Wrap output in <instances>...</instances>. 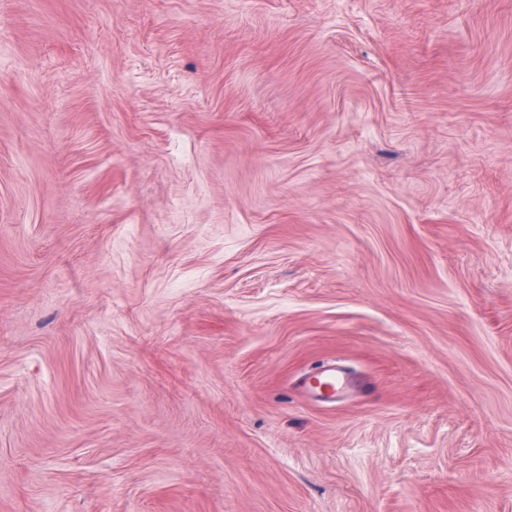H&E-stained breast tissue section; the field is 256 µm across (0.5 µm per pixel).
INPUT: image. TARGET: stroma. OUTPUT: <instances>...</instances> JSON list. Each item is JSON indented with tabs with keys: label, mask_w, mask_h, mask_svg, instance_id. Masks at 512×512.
<instances>
[{
	"label": "stroma",
	"mask_w": 512,
	"mask_h": 512,
	"mask_svg": "<svg viewBox=\"0 0 512 512\" xmlns=\"http://www.w3.org/2000/svg\"><path fill=\"white\" fill-rule=\"evenodd\" d=\"M0 512H512V0H0ZM306 394L324 403H336L359 385L352 387L349 379L341 372V367L330 364L310 378L308 388L303 387Z\"/></svg>",
	"instance_id": "stroma-1"
}]
</instances>
